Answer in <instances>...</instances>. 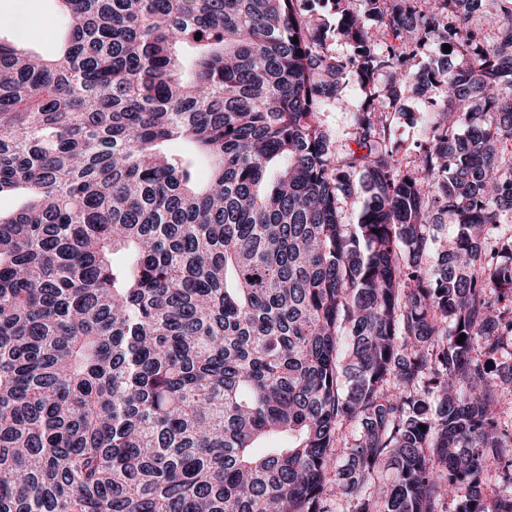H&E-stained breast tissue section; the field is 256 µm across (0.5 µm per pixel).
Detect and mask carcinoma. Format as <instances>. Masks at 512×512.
<instances>
[{"label":"carcinoma","mask_w":512,"mask_h":512,"mask_svg":"<svg viewBox=\"0 0 512 512\" xmlns=\"http://www.w3.org/2000/svg\"><path fill=\"white\" fill-rule=\"evenodd\" d=\"M58 2L0 42V512H512V0ZM23 11L35 26L20 28L6 22L1 23V38L13 42L20 48L43 55H56L62 42L57 35L62 27V16L58 4L52 0H0V18H6ZM20 13L15 17L19 24L28 22L27 16ZM362 98L360 89L355 84H349L344 90L343 100L325 112H321L319 118L323 129H326L333 137L341 136L348 121V112L356 107ZM433 90H421L416 86H409L403 90L402 105L403 112H412L415 121L395 118L397 127V138H399L401 147L400 158H407L409 161L416 146L422 141L424 136V126L430 116L431 107H428L429 101L437 100Z\"/></svg>","instance_id":"carcinoma-1"}]
</instances>
